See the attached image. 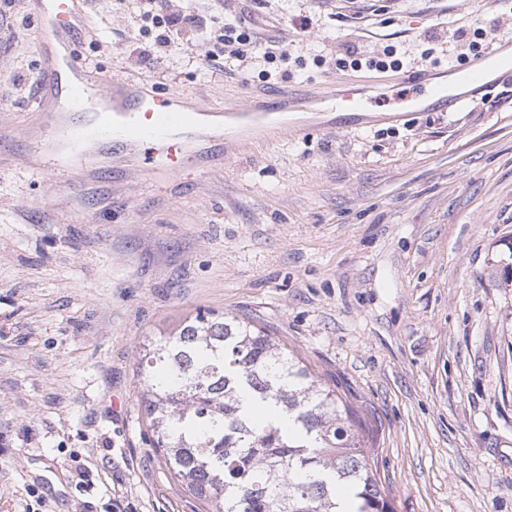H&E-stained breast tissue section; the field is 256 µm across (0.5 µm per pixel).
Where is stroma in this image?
<instances>
[{"mask_svg":"<svg viewBox=\"0 0 512 512\" xmlns=\"http://www.w3.org/2000/svg\"><path fill=\"white\" fill-rule=\"evenodd\" d=\"M86 7L88 67L231 112L336 79L390 95L403 72L457 64L475 29H512V0H163L197 24L148 61L146 0ZM228 18L275 39V59L208 66ZM387 49L402 72L337 66ZM40 78L27 0H0V512L32 489L47 512H198L144 433L138 352L200 307L266 326L349 403L393 512H512V292L494 285L512 253V83L362 128L293 112L300 133L162 195L104 158L61 181L31 166Z\"/></svg>","mask_w":512,"mask_h":512,"instance_id":"1","label":"stroma"}]
</instances>
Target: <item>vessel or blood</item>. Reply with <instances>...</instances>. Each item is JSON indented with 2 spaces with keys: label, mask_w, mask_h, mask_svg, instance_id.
Segmentation results:
<instances>
[{
  "label": "vessel or blood",
  "mask_w": 512,
  "mask_h": 512,
  "mask_svg": "<svg viewBox=\"0 0 512 512\" xmlns=\"http://www.w3.org/2000/svg\"><path fill=\"white\" fill-rule=\"evenodd\" d=\"M39 21L42 80L36 105L45 124L57 132L52 149L60 167L79 159L105 157L115 167L147 165L161 177L176 180L209 160L197 139L235 125L281 134L286 113L326 106L328 111L361 112L372 100L356 88L334 81L320 92L306 88L270 93L258 106L238 112L218 107L198 110L183 93L147 92L143 83L116 77L103 80L81 62L76 46L92 30L85 0H28ZM512 77V33L494 38L476 61L452 67L457 91L416 74L406 75L410 93L396 104L399 112H429L437 104H464L485 91L492 70Z\"/></svg>",
  "instance_id": "vessel-or-blood-1"
}]
</instances>
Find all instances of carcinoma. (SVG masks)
Returning <instances> with one entry per match:
<instances>
[{
	"instance_id": "obj_1",
	"label": "carcinoma",
	"mask_w": 512,
	"mask_h": 512,
	"mask_svg": "<svg viewBox=\"0 0 512 512\" xmlns=\"http://www.w3.org/2000/svg\"><path fill=\"white\" fill-rule=\"evenodd\" d=\"M139 355L151 445L201 512H392L348 405L265 328L199 311Z\"/></svg>"
}]
</instances>
